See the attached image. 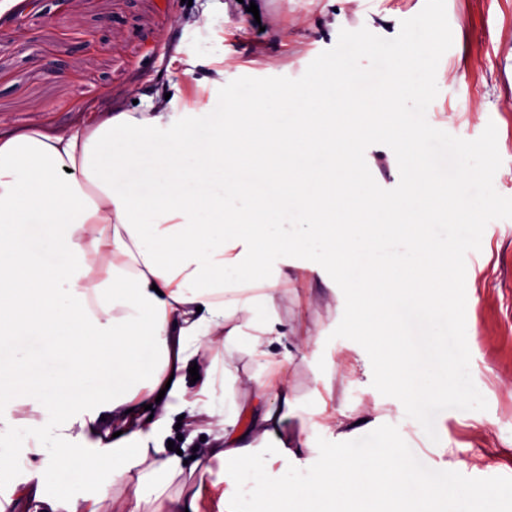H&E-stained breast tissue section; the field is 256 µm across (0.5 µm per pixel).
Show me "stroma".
Listing matches in <instances>:
<instances>
[{
  "label": "stroma",
  "instance_id": "35a3bbf8",
  "mask_svg": "<svg viewBox=\"0 0 512 512\" xmlns=\"http://www.w3.org/2000/svg\"><path fill=\"white\" fill-rule=\"evenodd\" d=\"M17 0L0 13V135L36 128L47 134L85 124L108 112L132 110L155 90L200 86L215 69L225 81L247 76L301 77L321 52L335 46L340 30L367 28L390 39L424 0H345L335 14L328 0ZM13 10V11H14ZM394 20L382 24L379 16ZM453 45L441 58L439 93L426 118L430 125L472 140L495 124L503 164L496 191L512 197V0H446ZM195 23L185 29V20ZM199 66L186 74L185 59ZM374 179L372 196L398 197L405 162L382 140L359 148ZM466 262V326L470 372L485 397L484 411H443L447 448L430 457L449 485L474 495L493 491L495 512H512V219L487 224L481 248ZM345 288L309 286L295 272L277 292L282 319L319 331L332 358H354ZM288 381L300 406L287 422L299 431L322 399L356 412L371 410L378 397L345 370L317 379L313 351L292 349Z\"/></svg>",
  "mask_w": 512,
  "mask_h": 512
}]
</instances>
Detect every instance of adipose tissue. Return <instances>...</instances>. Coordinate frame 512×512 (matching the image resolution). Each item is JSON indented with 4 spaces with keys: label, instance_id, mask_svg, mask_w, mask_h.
<instances>
[{
    "label": "adipose tissue",
    "instance_id": "adipose-tissue-1",
    "mask_svg": "<svg viewBox=\"0 0 512 512\" xmlns=\"http://www.w3.org/2000/svg\"><path fill=\"white\" fill-rule=\"evenodd\" d=\"M404 56L387 42L376 50L379 71L351 63L296 90L307 116L295 126L278 119L256 133L223 102L182 106L158 91L144 109L93 126L0 137V483L23 484L0 495V512L31 503L44 512H111L119 482L133 487L123 512H202L208 490L221 512H255L264 500L375 512L380 476L407 512H434L442 497L467 512L471 492L448 486L424 454L445 445L441 408L465 396L445 369L423 367L447 342V308L426 294L430 270L448 267L446 241L409 225L404 267L379 280L383 264L366 235L339 224L319 238L278 230L283 209L316 222L362 189L357 145L378 132L409 160L408 188L389 209H446L419 162L436 150L432 129L309 119L324 113V93L340 83L350 111L365 112L361 93L380 72L383 111H407L412 71L395 67ZM309 254L304 271L328 290L340 280L350 287L352 329L401 323L396 336H361L347 367L365 377L368 360L379 361L374 378L396 409L378 405L357 417L324 401L291 437L285 424L297 398L286 375L256 370L287 368L289 337L318 341L310 327L283 320L276 304L296 258ZM335 266L337 281L326 276ZM217 347L223 360L212 354ZM241 354L249 364L236 365ZM44 355L56 361L48 373L38 368ZM242 382L248 406L226 409L227 392ZM204 416L219 431L185 464L164 447L166 430L174 418L191 426ZM377 427L386 437L369 440ZM322 434L336 435L346 452L325 453L299 476L273 469L278 459L304 460ZM215 461L224 466L221 481L177 485L186 469ZM101 470L109 486L74 492Z\"/></svg>",
    "mask_w": 512,
    "mask_h": 512
}]
</instances>
